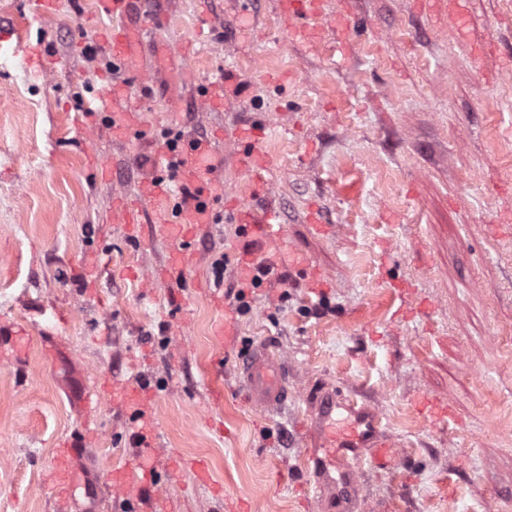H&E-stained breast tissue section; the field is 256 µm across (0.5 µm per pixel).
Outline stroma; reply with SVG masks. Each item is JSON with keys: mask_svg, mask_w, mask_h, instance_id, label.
<instances>
[{"mask_svg": "<svg viewBox=\"0 0 512 512\" xmlns=\"http://www.w3.org/2000/svg\"><path fill=\"white\" fill-rule=\"evenodd\" d=\"M93 4L49 0L37 18L34 0H0V334L24 328L26 343L22 362L0 353V512H130L109 481L140 451L121 396L141 377L158 489L179 512H337L306 508L299 489L297 428L327 390L375 409L398 451L388 468L358 466L354 512H512V0H468L459 31L448 0H322L311 43L279 30L280 0H136L126 22L161 72L147 85L111 68L112 20ZM159 12L170 23H150ZM347 15L369 21L360 38L343 40ZM202 17L211 38L192 40ZM23 44L51 76L24 65ZM173 50L200 82L239 77L238 102L174 95ZM103 83L144 106L139 136L115 140ZM86 116L98 136L81 133ZM249 125L274 158L281 249L258 247L220 197L186 244L113 223L114 185L136 190L168 128L190 140ZM313 205L327 231L308 224ZM251 249L286 280L246 289L228 343L217 329ZM180 253L184 278L147 286ZM301 261L327 288L310 291ZM256 346L288 388L273 411L239 396ZM427 400L450 407L446 422ZM82 431L62 508L55 452Z\"/></svg>", "mask_w": 512, "mask_h": 512, "instance_id": "1", "label": "stroma"}]
</instances>
